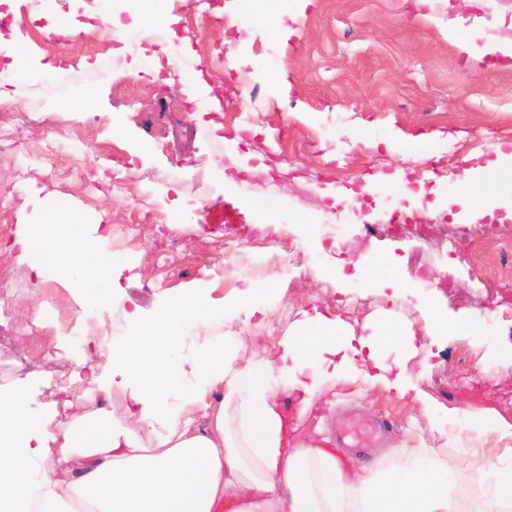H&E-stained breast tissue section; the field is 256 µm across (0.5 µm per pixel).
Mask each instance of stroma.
I'll return each mask as SVG.
<instances>
[{"mask_svg": "<svg viewBox=\"0 0 512 512\" xmlns=\"http://www.w3.org/2000/svg\"><path fill=\"white\" fill-rule=\"evenodd\" d=\"M155 7L0 5V38L17 40L30 60L18 78L0 57V143L12 151L0 159V394L20 387L41 409L61 410L87 368L110 372L112 341L127 334L131 312L150 318L184 288L224 299L229 311L222 323H189L181 356L215 336L277 347L300 311L315 309L350 324L377 318L366 346L347 352L358 372L400 356L404 339L382 335L404 323L418 349L409 370L438 403L444 435L431 433L419 403L358 375L337 380L302 425L330 440L375 412L390 434L359 464L389 466L391 447L407 440L447 466L457 507L474 512L488 490L471 480L472 449L512 462L506 441L468 423L479 404L512 423V220L502 209L512 181L489 180L499 207L473 224L459 218V182L464 169L512 150V61L469 59L459 45L512 38L497 24L512 17V0H474L469 13L484 20L477 36L450 27L448 0H313L301 17L295 0H165L161 32L149 20ZM49 65L57 74L45 75ZM192 69L223 101L212 120L201 117L209 91L186 100L181 77ZM245 84L256 92L248 119L238 110ZM86 88L93 99L78 103ZM392 129L401 140L387 141ZM428 134L423 152L407 151L405 138ZM398 171L416 202L387 182ZM330 183L353 200L322 198ZM33 184L115 229L112 304H81L8 253L21 221L36 218L25 201ZM215 201L230 222L213 218ZM331 213L339 228L328 236L321 224ZM129 224L141 232L121 235ZM295 239L302 250L287 271L279 246ZM437 310L463 328L431 334Z\"/></svg>", "mask_w": 512, "mask_h": 512, "instance_id": "35a3bbf8", "label": "stroma"}]
</instances>
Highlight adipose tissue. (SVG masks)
Here are the masks:
<instances>
[{
	"label": "adipose tissue",
	"instance_id": "obj_1",
	"mask_svg": "<svg viewBox=\"0 0 512 512\" xmlns=\"http://www.w3.org/2000/svg\"><path fill=\"white\" fill-rule=\"evenodd\" d=\"M37 275L52 272L80 302L111 301L117 260L64 205L21 224L13 243ZM224 300L186 290L152 319L112 342V379L91 377L65 400V419L20 389L0 395V512H454V485L436 460L399 446L401 465L379 472L341 467L334 452L302 440L288 406L305 415L331 388L328 357L354 326L317 312L278 349L216 341L177 357L183 326L226 318ZM410 354L376 361L365 383L414 397L439 431L437 407L407 372ZM119 390L123 413L88 404ZM52 451H45V444ZM493 495L479 512H512V467L476 461Z\"/></svg>",
	"mask_w": 512,
	"mask_h": 512
}]
</instances>
